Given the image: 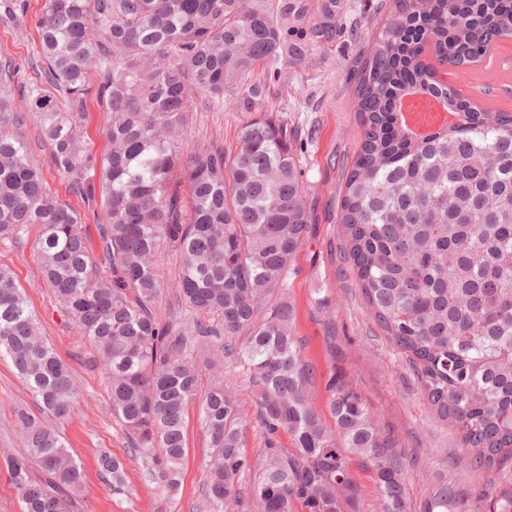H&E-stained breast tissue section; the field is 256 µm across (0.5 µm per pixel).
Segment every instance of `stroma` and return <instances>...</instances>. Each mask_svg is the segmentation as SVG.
<instances>
[{"label":"stroma","mask_w":512,"mask_h":512,"mask_svg":"<svg viewBox=\"0 0 512 512\" xmlns=\"http://www.w3.org/2000/svg\"><path fill=\"white\" fill-rule=\"evenodd\" d=\"M377 2L356 0L357 35H342L328 49L313 52L305 66H283L284 86L271 88L273 110L302 131V165L314 210L310 238L298 252L287 279L286 294L295 308L293 328L312 370L308 397L313 407L324 410L325 386L330 378H345L369 406L381 433L404 454L406 512H426L432 489L444 482L454 484L461 497L460 502L449 503L448 512H458L462 504L469 512H484L479 493L487 483L486 474L472 465L470 453L461 448L452 424L439 419L422 396L415 370L376 323L344 258L338 215L344 179L356 150L354 65L371 35ZM25 4L24 15L17 22L0 21V62L12 61L16 81L30 83L34 74L29 61L39 48L35 22L41 0H25ZM453 83L462 94L480 100L489 110L512 112V39L495 44L490 58L476 63ZM247 118L244 112L201 109L189 116L188 136L195 143L213 139L232 148L237 130ZM38 132V123L32 121L21 134L52 191L79 210L89 228L104 223L100 206L84 203L69 191L51 164L49 150ZM37 238L38 228L33 225L20 243L1 242L0 267L15 273L43 335L78 376L77 410L59 425L87 476L75 512H200L209 448L198 404L189 405L187 410L188 454L181 485L176 493H165L147 474L144 464L130 458L126 433L110 412L89 350L43 279ZM31 403V394L10 364L0 362V452L20 451L14 412ZM104 452L123 459L129 496H113L100 478L97 459Z\"/></svg>","instance_id":"1"}]
</instances>
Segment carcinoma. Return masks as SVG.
I'll return each mask as SVG.
<instances>
[{"mask_svg": "<svg viewBox=\"0 0 512 512\" xmlns=\"http://www.w3.org/2000/svg\"><path fill=\"white\" fill-rule=\"evenodd\" d=\"M351 12L350 0H45L37 56L53 90L14 87L0 63V242L40 226L43 276L91 348L131 456L169 491L187 456L185 410L199 402L211 448L204 512L243 502L248 512H357L356 457L376 475L383 512L405 509L403 462L364 400L333 379L326 413L311 406L312 372L283 295L313 209L304 143L270 107V84L280 62L300 66L335 43ZM377 13L354 75L344 258L422 395L488 475V512H512V113L489 112L434 74L463 73L512 38V0H380ZM95 87L112 113L100 163L82 126ZM226 94L232 111L253 114L236 146L186 147L196 100L218 107ZM415 97L455 121L416 135L404 117ZM31 117L70 190L95 180L98 243L18 133ZM168 252L185 325L159 313ZM4 359L35 401L16 413L22 454L3 457L21 512H74L85 473L57 423L79 390L0 267ZM226 359L257 398L259 463L245 450ZM98 471L126 495L119 458L100 455ZM456 500L442 483L427 512Z\"/></svg>", "mask_w": 512, "mask_h": 512, "instance_id": "1", "label": "carcinoma"}]
</instances>
